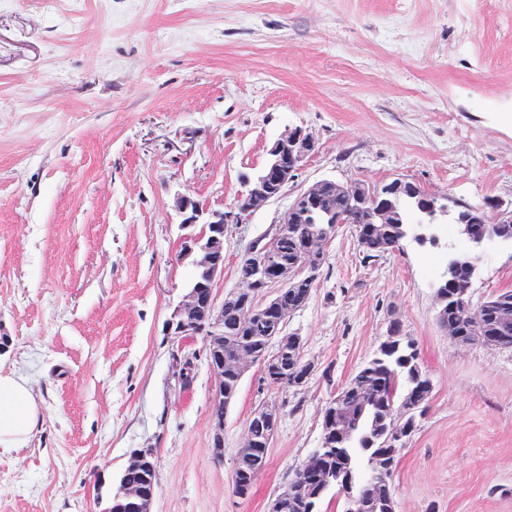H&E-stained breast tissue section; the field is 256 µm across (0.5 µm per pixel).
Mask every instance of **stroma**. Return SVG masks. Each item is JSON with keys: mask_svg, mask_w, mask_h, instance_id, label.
<instances>
[{"mask_svg": "<svg viewBox=\"0 0 512 512\" xmlns=\"http://www.w3.org/2000/svg\"><path fill=\"white\" fill-rule=\"evenodd\" d=\"M317 141L284 194L224 227V278L321 179L401 175L512 204V0H0V369L26 375L43 424L0 456V512H103L153 449L154 512H267L318 448L321 413L399 320L434 390L393 475L397 512H512V349L455 344L436 319L454 242L363 261L352 226L288 321L315 371L244 376L210 448L202 338L165 336L189 286L177 197L231 209L286 129ZM512 289L488 244L473 303ZM197 354L182 384L173 351ZM282 411L251 494L232 492L251 413ZM226 409L219 411L216 407L211 412V448L214 456L221 459L224 456V414Z\"/></svg>", "mask_w": 512, "mask_h": 512, "instance_id": "obj_1", "label": "stroma"}]
</instances>
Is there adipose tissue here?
<instances>
[{"label":"adipose tissue","instance_id":"obj_1","mask_svg":"<svg viewBox=\"0 0 512 512\" xmlns=\"http://www.w3.org/2000/svg\"><path fill=\"white\" fill-rule=\"evenodd\" d=\"M41 424L40 403L28 379L0 370V454L26 447Z\"/></svg>","mask_w":512,"mask_h":512}]
</instances>
